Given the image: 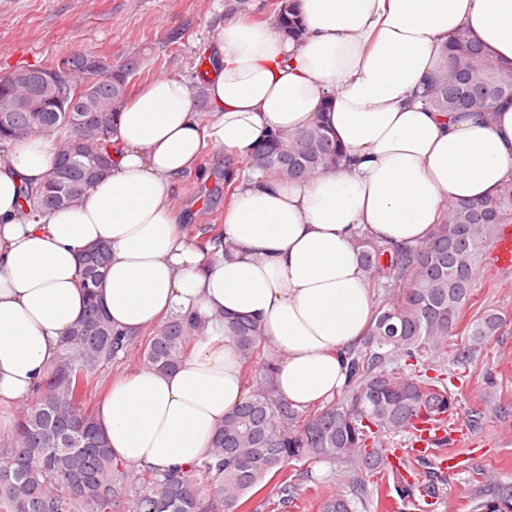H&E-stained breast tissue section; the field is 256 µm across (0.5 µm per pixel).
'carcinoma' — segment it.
Instances as JSON below:
<instances>
[{
    "label": "carcinoma",
    "mask_w": 512,
    "mask_h": 512,
    "mask_svg": "<svg viewBox=\"0 0 512 512\" xmlns=\"http://www.w3.org/2000/svg\"><path fill=\"white\" fill-rule=\"evenodd\" d=\"M274 21L289 38L303 35L296 4L276 0ZM449 67L431 81L430 103L439 112H490L512 101L507 72L465 30L450 44ZM139 69L135 59L114 61L91 52L57 57L48 66L0 74V144L39 134L56 135L55 164L47 182L24 190L39 212L82 203L112 168L117 113ZM340 150L317 124L292 138L271 135L253 152L250 168L273 178L305 180L335 167ZM512 222V181L488 198L448 206L432 237L391 249L368 236L356 250L368 283L381 290L375 319L362 341L349 348L344 395L307 413L274 398V365L263 359L268 344L260 325L238 317L227 323L244 365L247 397L224 416L209 458L193 469L136 474L112 458L95 412L87 406L94 376L121 359L135 340L114 334L98 296L110 252L86 251L81 284L87 309L63 343L56 366L34 406L21 409L13 436L0 446V512H241L268 476L277 478L265 503L279 512L296 506L305 474L293 461L362 471L399 468L388 437L408 433L419 442L459 399L446 362L469 363L497 335L504 317L486 307L473 315V285L483 249ZM469 337L448 358L454 336ZM200 336L197 323L174 317L148 333L142 363L157 372L178 368ZM476 512H512V485H499ZM319 512H357L340 492L321 499Z\"/></svg>",
    "instance_id": "1"
}]
</instances>
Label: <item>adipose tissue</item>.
Segmentation results:
<instances>
[{
    "instance_id": "1",
    "label": "adipose tissue",
    "mask_w": 512,
    "mask_h": 512,
    "mask_svg": "<svg viewBox=\"0 0 512 512\" xmlns=\"http://www.w3.org/2000/svg\"><path fill=\"white\" fill-rule=\"evenodd\" d=\"M296 2L305 28L297 41L242 18L219 27L207 116L171 76L128 101L112 170L83 203L37 213L22 198L52 169L50 137L0 151V439L83 313L79 259L89 247L110 249L99 293L115 332L139 334L176 314L203 326L176 371L125 370L96 410L117 462L187 469L247 395L226 318L261 325L278 398L299 410L326 404L374 317L357 238L422 243L450 203L512 182V103L480 118L435 111L426 97L458 30L512 66V0ZM320 118L340 167L302 181L248 168L265 136H296ZM209 145L230 157L236 184L223 243L203 249L182 229L173 188Z\"/></svg>"
}]
</instances>
